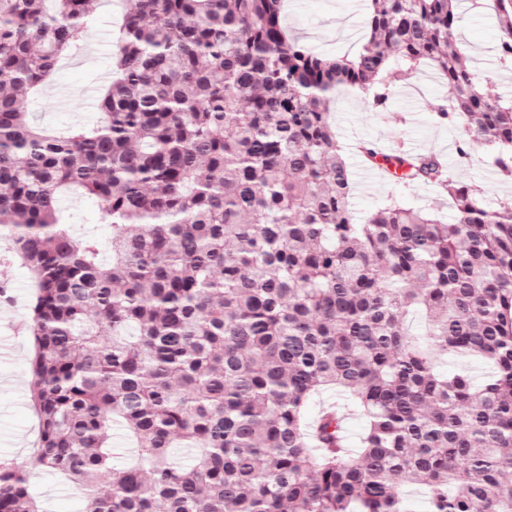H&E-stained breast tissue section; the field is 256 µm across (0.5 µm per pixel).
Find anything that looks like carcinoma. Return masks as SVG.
Listing matches in <instances>:
<instances>
[{"label": "carcinoma", "instance_id": "1", "mask_svg": "<svg viewBox=\"0 0 512 512\" xmlns=\"http://www.w3.org/2000/svg\"><path fill=\"white\" fill-rule=\"evenodd\" d=\"M92 2L0 0V232L35 288V464L84 512H407L406 482L428 512H512V200L488 209L440 156H397L452 222L393 202L359 223L329 112L343 89L384 110L394 71L427 64L459 164L492 146L512 179V98L455 46L459 0H373L350 59L290 40L282 0H126L99 121L55 134L27 103ZM493 2L512 64V0ZM70 190L111 236L73 232ZM448 358L491 370H436ZM333 387L365 417L357 448L337 409L305 423ZM0 512H40L20 466L0 464Z\"/></svg>", "mask_w": 512, "mask_h": 512}]
</instances>
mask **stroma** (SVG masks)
Returning a JSON list of instances; mask_svg holds the SVG:
<instances>
[{"instance_id": "1", "label": "stroma", "mask_w": 512, "mask_h": 512, "mask_svg": "<svg viewBox=\"0 0 512 512\" xmlns=\"http://www.w3.org/2000/svg\"><path fill=\"white\" fill-rule=\"evenodd\" d=\"M124 0H99L96 19L81 50L65 57L55 77L30 103L32 118L41 127L64 130L90 126L97 110L87 109V92H100L99 73L111 70L116 23ZM462 26L456 36L460 48L477 63L480 75L504 96H512V66L501 63L496 50L499 30L493 12L465 4ZM370 0H360L352 9L351 0H283L282 22L287 35L327 56H354L366 39ZM355 36H347V29ZM391 106L385 112L369 111L358 92L337 94L332 120L340 146L350 135L392 147L404 144L423 152L443 154L448 166L480 190L489 206L512 199V180L497 172L492 149L481 146L466 166H458L456 147L464 133L460 128L435 120L429 101L442 98L447 90L440 78L419 84L411 70L397 72L390 83ZM354 188L350 207L356 220H363L388 201L436 215L451 221L454 209L447 193L433 183L425 188L398 180L362 187L364 175L359 157L347 151ZM7 285V297L0 300V342L12 344L14 354L0 358V463L25 467L29 488L45 512H83L85 495L59 473L35 465L33 452L39 441L38 417L29 392L31 280L18 262L0 263V285Z\"/></svg>"}]
</instances>
